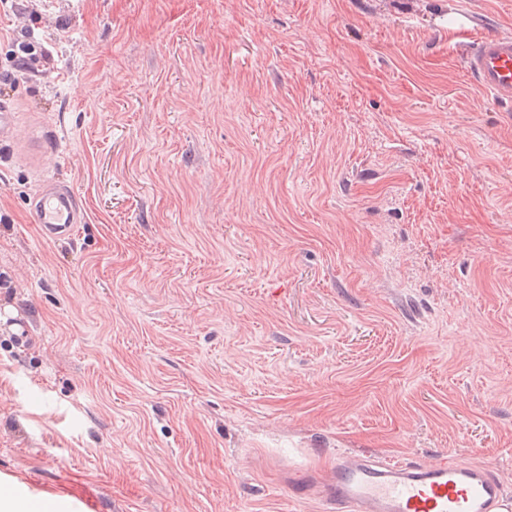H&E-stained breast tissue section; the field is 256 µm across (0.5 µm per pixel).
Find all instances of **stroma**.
<instances>
[{"instance_id": "1", "label": "stroma", "mask_w": 512, "mask_h": 512, "mask_svg": "<svg viewBox=\"0 0 512 512\" xmlns=\"http://www.w3.org/2000/svg\"><path fill=\"white\" fill-rule=\"evenodd\" d=\"M501 33L512 0L0 4V485L318 512L289 484L336 453L452 454L512 499V104L461 53ZM45 187L34 200L33 213L40 233L45 238L66 239L73 236L77 224L84 222V214L76 195L55 184L49 171L43 174Z\"/></svg>"}]
</instances>
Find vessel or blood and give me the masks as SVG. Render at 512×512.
Masks as SVG:
<instances>
[{"label": "vessel or blood", "instance_id": "1", "mask_svg": "<svg viewBox=\"0 0 512 512\" xmlns=\"http://www.w3.org/2000/svg\"><path fill=\"white\" fill-rule=\"evenodd\" d=\"M464 63L484 92L512 102L511 34L479 39ZM43 178L45 186L33 205L40 233L50 239L72 237L84 220L77 198L51 173ZM290 493L316 499L321 512H492L505 495L487 469L454 458L420 465L347 454L292 484Z\"/></svg>", "mask_w": 512, "mask_h": 512}]
</instances>
